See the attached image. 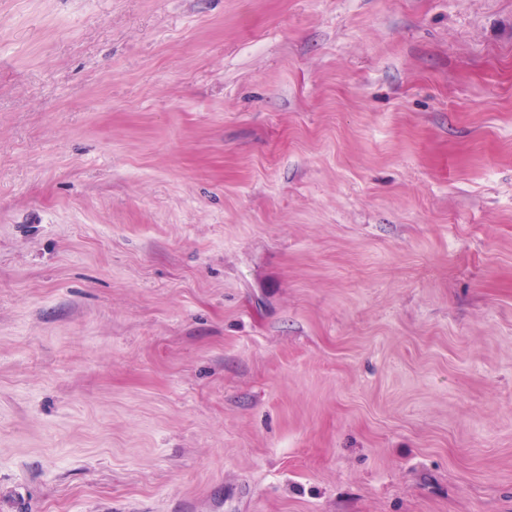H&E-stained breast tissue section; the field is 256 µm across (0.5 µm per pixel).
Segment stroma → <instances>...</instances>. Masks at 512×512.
<instances>
[{
    "mask_svg": "<svg viewBox=\"0 0 512 512\" xmlns=\"http://www.w3.org/2000/svg\"><path fill=\"white\" fill-rule=\"evenodd\" d=\"M0 512H512V0H0Z\"/></svg>",
    "mask_w": 512,
    "mask_h": 512,
    "instance_id": "stroma-1",
    "label": "stroma"
}]
</instances>
